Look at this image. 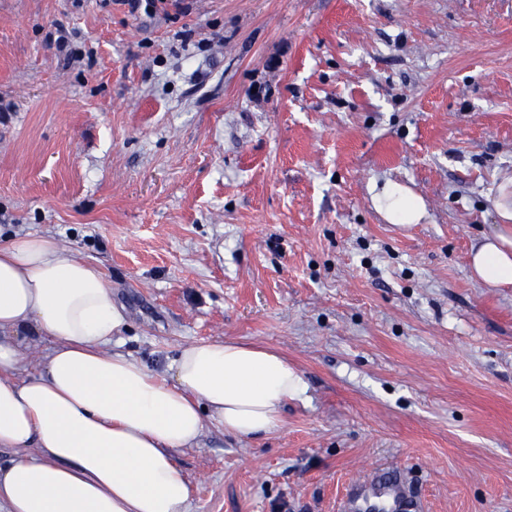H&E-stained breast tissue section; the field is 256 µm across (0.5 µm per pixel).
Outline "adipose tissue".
I'll return each instance as SVG.
<instances>
[{
  "mask_svg": "<svg viewBox=\"0 0 512 512\" xmlns=\"http://www.w3.org/2000/svg\"><path fill=\"white\" fill-rule=\"evenodd\" d=\"M392 224L419 223L424 205L392 183L376 195ZM501 229L470 252L477 280L512 285V177L497 188ZM126 325L92 262L51 237L0 242V512H189L178 451L207 428L242 438L276 430L286 401L306 391L275 350L231 341L191 343L168 375L114 353ZM52 345L32 363L26 341ZM16 370L23 379L13 378Z\"/></svg>",
  "mask_w": 512,
  "mask_h": 512,
  "instance_id": "adipose-tissue-1",
  "label": "adipose tissue"
}]
</instances>
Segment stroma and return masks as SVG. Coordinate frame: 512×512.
Listing matches in <instances>:
<instances>
[{
	"label": "stroma",
	"instance_id": "obj_1",
	"mask_svg": "<svg viewBox=\"0 0 512 512\" xmlns=\"http://www.w3.org/2000/svg\"><path fill=\"white\" fill-rule=\"evenodd\" d=\"M74 32V59L46 34ZM0 240L103 271L113 351L276 350L307 392L178 452L191 512H512V285L471 276L512 175V0H0ZM409 188L426 216L373 202ZM375 204L391 224H417L424 216V205L421 200L398 183L387 185L376 195ZM406 487L401 480L387 482L383 485H370L361 487L354 493L349 501V509L357 510L362 502L368 501L371 497H379L386 495L392 501L393 509L400 510L402 502L405 498ZM359 502V504H357Z\"/></svg>",
	"mask_w": 512,
	"mask_h": 512
}]
</instances>
